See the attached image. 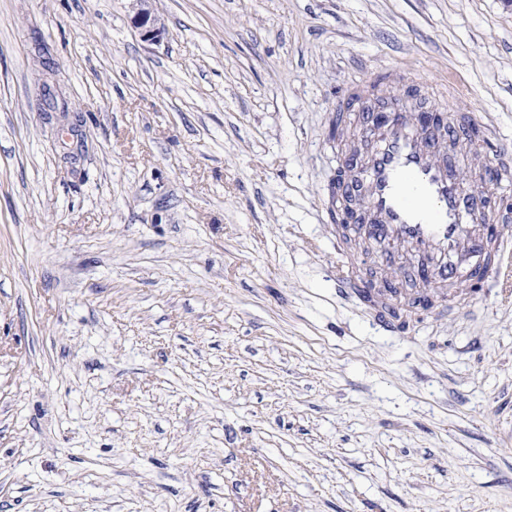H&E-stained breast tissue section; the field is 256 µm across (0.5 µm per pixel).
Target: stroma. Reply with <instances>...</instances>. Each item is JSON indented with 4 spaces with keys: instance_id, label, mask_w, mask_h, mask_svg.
Segmentation results:
<instances>
[{
    "instance_id": "35a3bbf8",
    "label": "stroma",
    "mask_w": 512,
    "mask_h": 512,
    "mask_svg": "<svg viewBox=\"0 0 512 512\" xmlns=\"http://www.w3.org/2000/svg\"><path fill=\"white\" fill-rule=\"evenodd\" d=\"M138 7L0 0V512H512V287L387 335L328 194L355 92L512 143V0Z\"/></svg>"
}]
</instances>
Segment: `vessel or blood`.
I'll return each mask as SVG.
<instances>
[{
  "label": "vessel or blood",
  "instance_id": "1",
  "mask_svg": "<svg viewBox=\"0 0 512 512\" xmlns=\"http://www.w3.org/2000/svg\"><path fill=\"white\" fill-rule=\"evenodd\" d=\"M459 130L453 118L427 128L400 112L367 130L365 159L338 164L332 193L340 201L350 194L360 198L362 209L353 219L360 236L385 257L391 248L407 245L424 264L429 289L417 296L414 309H403L394 302L392 285L372 287L364 280L361 258L337 247L338 286L361 289L394 318L408 320L414 310L435 308L446 287L458 282L482 288L512 270V226L502 223L482 186L465 181L444 161L446 147L471 150Z\"/></svg>",
  "mask_w": 512,
  "mask_h": 512
}]
</instances>
